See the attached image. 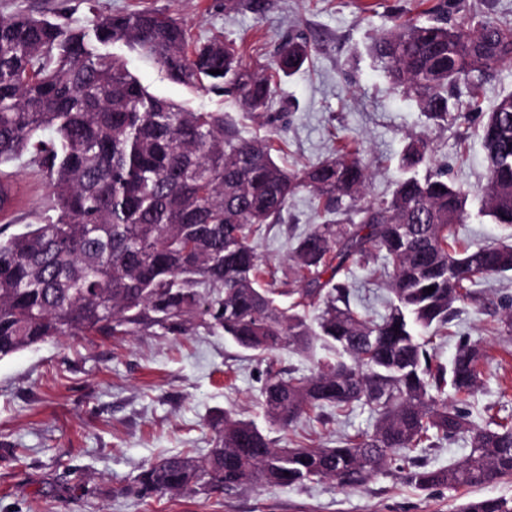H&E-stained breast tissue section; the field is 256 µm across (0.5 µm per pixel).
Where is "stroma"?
Wrapping results in <instances>:
<instances>
[{
	"mask_svg": "<svg viewBox=\"0 0 512 512\" xmlns=\"http://www.w3.org/2000/svg\"><path fill=\"white\" fill-rule=\"evenodd\" d=\"M435 0H70L76 21L90 14L152 10L182 21L195 41L217 36L234 43L244 64L270 63L288 38L303 35L311 58L278 80L277 121L254 119L233 98L204 94L171 82L159 66L117 44L113 53L149 92L195 110L220 111L246 136L279 147L276 161L288 168L331 157L340 140L357 141L372 178L368 198L389 195L402 176L400 154L410 138H424L432 168L471 190L469 216L457 228L459 248L504 240L508 231L480 216L479 190L487 180L481 114L512 90V66L495 72L481 90L482 108L468 106L469 91L454 92L465 120L438 126L418 101L397 92L368 52L372 36L396 22L426 19ZM23 197L0 230L11 234L36 223L49 189L32 168L13 165ZM308 193L290 201L280 223L266 225L257 241L266 270L283 272L297 239L318 223ZM351 303L367 317L387 311L384 281L366 267L347 273ZM512 274L480 282L459 302L446 336L436 339V358L448 363L459 343L484 352L482 383L470 397L469 419L479 426L512 423V336L499 332ZM324 349L282 351L269 361L248 356L223 332L198 325L187 336L150 330L136 336H66L0 359V512H454L474 498L512 497V479L474 488L418 489L405 471L391 469L365 487L343 489L330 480L271 488L259 483L165 494L146 500L122 494L141 470L177 453L203 455L225 412L264 424L258 405L268 370L311 373ZM373 414L324 410L294 430H272L283 442L318 446L342 435L371 430ZM75 486L67 494L66 486Z\"/></svg>",
	"mask_w": 512,
	"mask_h": 512,
	"instance_id": "1",
	"label": "stroma"
}]
</instances>
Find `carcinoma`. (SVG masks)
<instances>
[{
    "label": "carcinoma",
    "mask_w": 512,
    "mask_h": 512,
    "mask_svg": "<svg viewBox=\"0 0 512 512\" xmlns=\"http://www.w3.org/2000/svg\"><path fill=\"white\" fill-rule=\"evenodd\" d=\"M448 7L440 0L434 20L398 24L368 46L393 88L419 98L427 117L443 124L466 118L454 111L453 89L464 83L474 94L512 64V24L485 15L450 26ZM68 14L63 2L54 21L27 10L0 14V211L18 201L3 166L21 159L52 195L50 213L37 223L8 236L0 231V359L61 336L154 328L185 335L207 317L259 361L315 343L333 351L334 360L311 374H268L259 404L272 424L286 430L314 411L355 404L377 414L372 430L332 446L288 448L254 421L226 413L207 454L167 457L124 494L145 499L321 479L355 489L431 438L464 433L465 456L446 468H415L410 480L423 490H456L512 477V425L475 429L468 412L445 397L448 386L462 403L475 392L480 348L460 344L445 366L433 364L432 346L477 281L512 271V242L455 249L469 192L441 171L419 175L427 143L406 144L404 175L391 197L366 201L367 170L348 145L289 170L267 140L245 138L222 112L149 92L125 62L100 50L120 42L169 80L233 96L255 113L273 101V75L289 76L309 59L306 39L291 38L271 64L250 67L218 38L190 45L186 27L171 16L95 15L88 27ZM481 137L488 163L481 211L511 226L512 91L486 113ZM304 191L325 221L298 239L285 290L262 282L255 240ZM376 254L393 296L379 320L353 308L339 280ZM457 512H512V498L469 499Z\"/></svg>",
    "instance_id": "cac0c4a2"
}]
</instances>
